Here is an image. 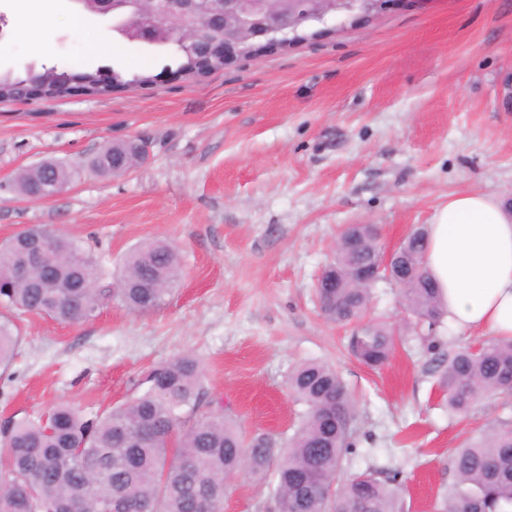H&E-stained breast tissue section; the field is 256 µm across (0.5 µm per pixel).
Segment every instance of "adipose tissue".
Segmentation results:
<instances>
[{
    "mask_svg": "<svg viewBox=\"0 0 512 512\" xmlns=\"http://www.w3.org/2000/svg\"><path fill=\"white\" fill-rule=\"evenodd\" d=\"M426 267L459 331L512 340V209L455 192L428 228Z\"/></svg>",
    "mask_w": 512,
    "mask_h": 512,
    "instance_id": "adipose-tissue-1",
    "label": "adipose tissue"
}]
</instances>
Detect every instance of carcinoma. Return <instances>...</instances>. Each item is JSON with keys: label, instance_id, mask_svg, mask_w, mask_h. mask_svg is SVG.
Instances as JSON below:
<instances>
[{"label": "carcinoma", "instance_id": "1", "mask_svg": "<svg viewBox=\"0 0 512 512\" xmlns=\"http://www.w3.org/2000/svg\"><path fill=\"white\" fill-rule=\"evenodd\" d=\"M59 81L46 71L30 77L0 74V102L21 97L34 80ZM123 153V167L112 171V150ZM148 156L140 139L112 142L87 163L110 178L136 167ZM67 185L78 168L50 161L47 170H20L16 192L31 198L46 177ZM45 246L42 263L25 278L14 275L30 244ZM427 230L405 240L409 264L395 283L410 324L420 330L432 354L430 372L447 396L448 412L465 415L480 400L512 401V341L487 340L477 347L434 341L445 312L439 288L424 263ZM367 258L337 244L336 260L316 289L323 316L353 326L349 348L370 368L390 358L395 337L385 324L368 318L372 288L356 281L355 263ZM97 259L74 240L42 226L25 228L0 243V305L61 323L92 319L112 299L148 312L172 292L180 275L178 252L164 241L133 248L124 258L120 287L100 286ZM10 317H0V370L7 371L21 343ZM199 361L184 355L152 368L146 388L133 401L96 418H85L59 404L36 420L12 419L0 460V512H68L87 479L93 487L85 512H126L122 504L141 501L146 512H224L227 480L241 472L273 477L277 512H404L402 488L373 469L345 475L352 446L355 405L330 365L312 360L290 373L288 385L306 406L300 426L277 451L266 435L245 443L222 414H199L204 396ZM456 481L448 487L447 512H512V420H497L482 438L452 452Z\"/></svg>", "mask_w": 512, "mask_h": 512}]
</instances>
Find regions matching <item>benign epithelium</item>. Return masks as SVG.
<instances>
[{
  "instance_id": "obj_1",
  "label": "benign epithelium",
  "mask_w": 512,
  "mask_h": 512,
  "mask_svg": "<svg viewBox=\"0 0 512 512\" xmlns=\"http://www.w3.org/2000/svg\"><path fill=\"white\" fill-rule=\"evenodd\" d=\"M97 15L123 20L120 34L128 42H155L176 35L171 45L199 51L197 66L205 71L212 61L229 64L259 45L285 46L288 39L313 25H327L336 13L371 14L383 0H73ZM404 245L378 254L369 264H357L353 274L362 283L393 279V266Z\"/></svg>"
}]
</instances>
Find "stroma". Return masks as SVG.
I'll list each match as a JSON object with an SVG mask.
<instances>
[{
  "instance_id": "stroma-1",
  "label": "stroma",
  "mask_w": 512,
  "mask_h": 512,
  "mask_svg": "<svg viewBox=\"0 0 512 512\" xmlns=\"http://www.w3.org/2000/svg\"><path fill=\"white\" fill-rule=\"evenodd\" d=\"M0 14L1 72L102 68L125 79L105 96L0 102V242L54 229L92 249L108 285L140 242L165 240L181 256L156 310L114 301L77 324L22 316L18 354L0 373V420L57 404L100 416L141 393L150 368L190 354L204 366L202 413L281 448L303 411L288 375L320 360L356 405L350 469L395 478L405 512H441L452 448L512 419V405L485 399L449 415L395 285L372 293L373 316L399 334L376 370L352 355L350 327L322 316L314 288L346 225L376 224L388 252L451 193L512 204V0H385L197 76L179 72L174 47L121 40L69 0L38 15L0 0ZM96 44L111 54L92 55ZM129 137L149 154L126 174H83L47 202L14 189L21 169L81 163ZM274 508L268 483L230 480L224 512Z\"/></svg>"
}]
</instances>
